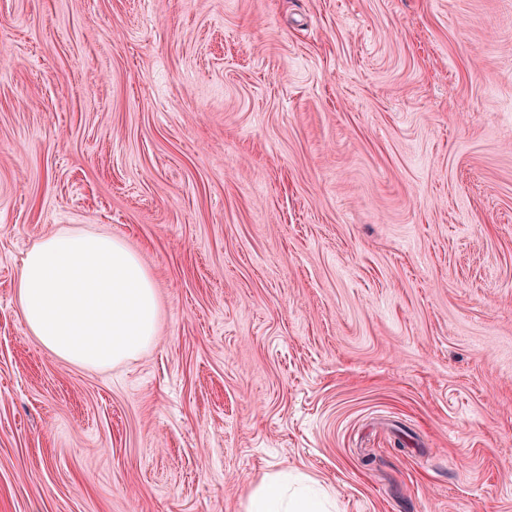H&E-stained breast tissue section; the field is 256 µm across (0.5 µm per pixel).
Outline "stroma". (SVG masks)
<instances>
[{
  "label": "stroma",
  "mask_w": 512,
  "mask_h": 512,
  "mask_svg": "<svg viewBox=\"0 0 512 512\" xmlns=\"http://www.w3.org/2000/svg\"><path fill=\"white\" fill-rule=\"evenodd\" d=\"M106 233L157 335L92 369L21 259ZM512 512V0H0V512ZM306 476L288 478L266 474L250 488L248 512H331L327 495L311 486Z\"/></svg>",
  "instance_id": "obj_1"
}]
</instances>
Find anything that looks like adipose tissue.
<instances>
[{
    "mask_svg": "<svg viewBox=\"0 0 512 512\" xmlns=\"http://www.w3.org/2000/svg\"><path fill=\"white\" fill-rule=\"evenodd\" d=\"M18 304L26 330L57 358L105 369L134 358L156 336L155 283L136 253L114 237L62 229L22 259ZM247 512H331L307 477L265 475Z\"/></svg>",
    "mask_w": 512,
    "mask_h": 512,
    "instance_id": "1",
    "label": "adipose tissue"
}]
</instances>
